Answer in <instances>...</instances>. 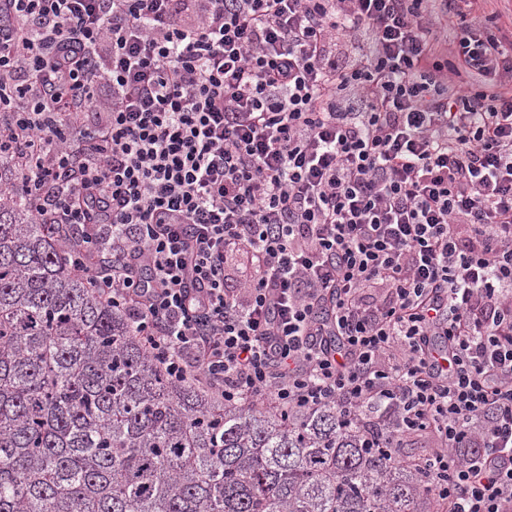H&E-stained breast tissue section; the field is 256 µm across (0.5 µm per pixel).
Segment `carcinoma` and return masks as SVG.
<instances>
[{"label": "carcinoma", "mask_w": 512, "mask_h": 512, "mask_svg": "<svg viewBox=\"0 0 512 512\" xmlns=\"http://www.w3.org/2000/svg\"><path fill=\"white\" fill-rule=\"evenodd\" d=\"M0 190V512H431L336 407L176 385Z\"/></svg>", "instance_id": "1"}]
</instances>
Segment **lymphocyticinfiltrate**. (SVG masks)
Wrapping results in <instances>:
<instances>
[{
  "mask_svg": "<svg viewBox=\"0 0 512 512\" xmlns=\"http://www.w3.org/2000/svg\"><path fill=\"white\" fill-rule=\"evenodd\" d=\"M483 2L0 0L28 216L173 382L428 440L436 512H512V39Z\"/></svg>",
  "mask_w": 512,
  "mask_h": 512,
  "instance_id": "1",
  "label": "lymphocytic infiltrate"
}]
</instances>
